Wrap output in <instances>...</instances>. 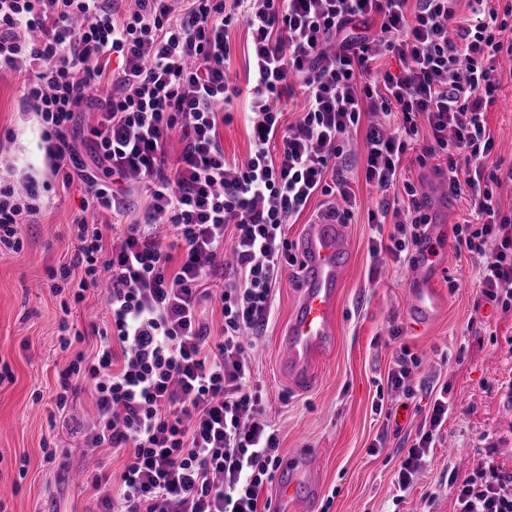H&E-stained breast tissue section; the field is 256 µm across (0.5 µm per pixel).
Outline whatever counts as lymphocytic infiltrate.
Listing matches in <instances>:
<instances>
[{"mask_svg": "<svg viewBox=\"0 0 512 512\" xmlns=\"http://www.w3.org/2000/svg\"><path fill=\"white\" fill-rule=\"evenodd\" d=\"M135 0L115 18L112 0H0V72L25 74L23 106L45 130V157L64 185L80 180L95 209L119 213L122 187L144 184L142 222L115 227L76 217L77 246L57 271L75 300L103 287L110 332L77 352L61 373L57 408L91 391L95 417L80 434L88 448L129 452L118 479L93 476L98 512H267L261 505L280 465L278 438L248 380L243 332L264 326L285 267L296 265L288 226L318 196L335 195L334 218L355 216L344 170L346 144L365 127L364 178L382 195L368 221L392 224L372 254L409 260L426 239L418 189L389 200L409 145L426 138L416 160L442 158L452 194L469 193L481 221L452 228L456 247L482 257L485 297L512 309V210L499 189L512 168L488 171L495 141L486 112L512 59V0ZM245 18L251 32L249 89L232 85L228 29ZM393 54L396 72L376 63ZM300 118H280L293 92ZM247 98L252 149L228 159L218 127L226 107ZM92 112L93 164L72 142L79 113ZM186 145L177 159L173 133ZM0 166V249H22L21 227L42 215L46 185L14 184ZM166 219L172 241L155 236ZM233 234L236 276L219 295L224 327L212 337L200 313L201 280ZM451 405L437 394L398 471L407 491L423 468ZM457 485L456 512H512V472L474 469Z\"/></svg>", "mask_w": 512, "mask_h": 512, "instance_id": "f902f5d3", "label": "lymphocytic infiltrate"}]
</instances>
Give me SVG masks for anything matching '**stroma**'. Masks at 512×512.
<instances>
[{
	"label": "stroma",
	"mask_w": 512,
	"mask_h": 512,
	"mask_svg": "<svg viewBox=\"0 0 512 512\" xmlns=\"http://www.w3.org/2000/svg\"><path fill=\"white\" fill-rule=\"evenodd\" d=\"M23 86V75L0 73V140L9 141L22 171L48 182L50 206L38 223L24 225L21 251L0 254V370L12 374L0 381V512H86L92 493L84 474L120 472L127 453L80 447L55 406L60 372L82 348L75 335L95 341L106 317L102 290H87L77 302L70 292L58 296L49 288V268L75 251L70 226L85 190L78 183L63 187L61 177L52 175L39 146V120L19 105ZM486 119L495 139L491 162L512 166V78L503 77ZM219 136L227 158H247L251 141L241 105L233 106ZM402 169L426 206L448 181V167L439 160L422 166L407 157ZM347 177L359 212L356 223L344 227L351 255L336 350L306 388H293L280 372L278 336L299 290L298 268H286L273 313L248 350L250 385L261 392L264 416L277 431L280 460L315 459L317 512H454L449 469L463 477L492 459L512 470V310L486 300L478 277L481 258L457 252L449 238L434 255L441 312L430 327L413 326L404 297L414 271L390 260L376 263L370 253L374 231L365 219L380 196L366 184L361 167ZM395 327L402 330L396 340L390 337ZM64 337L72 339L71 348H61ZM402 346L420 361L409 399L387 388L394 353ZM441 386L453 409L427 466L410 490L399 491L397 471L430 414L431 389ZM379 402L401 406L397 425H386L376 413ZM379 438L384 448L371 451ZM49 448L56 451L51 462L45 459Z\"/></svg>",
	"instance_id": "stroma-1"
}]
</instances>
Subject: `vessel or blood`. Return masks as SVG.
I'll use <instances>...</instances> for the list:
<instances>
[{"mask_svg":"<svg viewBox=\"0 0 512 512\" xmlns=\"http://www.w3.org/2000/svg\"><path fill=\"white\" fill-rule=\"evenodd\" d=\"M302 279L299 297L281 335V368L296 385L311 383L317 364L336 349V311L344 286L349 253L343 226L336 220L309 225L301 245ZM428 255H418L411 288L405 296L412 324L425 327L443 304L428 275ZM309 458L283 467L275 487L278 512H315L320 487L308 471Z\"/></svg>","mask_w":512,"mask_h":512,"instance_id":"vessel-or-blood-1","label":"vessel or blood"}]
</instances>
